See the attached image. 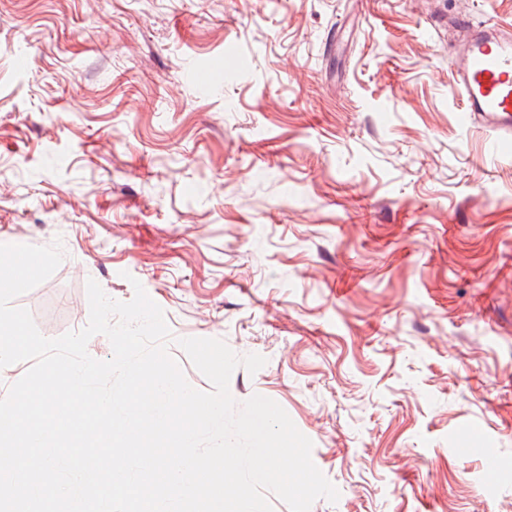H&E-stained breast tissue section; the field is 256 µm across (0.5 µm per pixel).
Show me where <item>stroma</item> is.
Segmentation results:
<instances>
[{"label": "stroma", "mask_w": 512, "mask_h": 512, "mask_svg": "<svg viewBox=\"0 0 512 512\" xmlns=\"http://www.w3.org/2000/svg\"><path fill=\"white\" fill-rule=\"evenodd\" d=\"M512 0H0V242L58 337L139 280L177 341L259 354L337 502L512 512V153L453 92ZM479 445L480 456L460 447Z\"/></svg>", "instance_id": "obj_1"}]
</instances>
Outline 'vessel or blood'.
Returning a JSON list of instances; mask_svg holds the SVG:
<instances>
[{"mask_svg":"<svg viewBox=\"0 0 512 512\" xmlns=\"http://www.w3.org/2000/svg\"><path fill=\"white\" fill-rule=\"evenodd\" d=\"M454 91L461 118L512 131V28L466 29L455 63Z\"/></svg>","mask_w":512,"mask_h":512,"instance_id":"vessel-or-blood-1","label":"vessel or blood"}]
</instances>
